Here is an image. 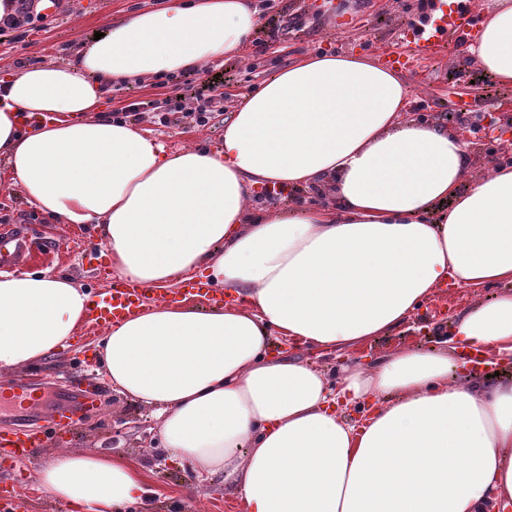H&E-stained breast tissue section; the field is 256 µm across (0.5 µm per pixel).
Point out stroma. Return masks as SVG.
<instances>
[{"label":"stroma","instance_id":"obj_1","mask_svg":"<svg viewBox=\"0 0 512 512\" xmlns=\"http://www.w3.org/2000/svg\"><path fill=\"white\" fill-rule=\"evenodd\" d=\"M169 0H60L51 13L46 30H33L21 38L0 35V71H17L19 64H67L83 42L104 31L107 25L136 11L168 4ZM263 6V20L272 21L279 37L267 54L259 75L245 71L246 56L214 63L215 72L224 76L230 97L227 112H234L239 97L281 68L317 53L319 49L339 54L364 53L379 58L386 53L416 54L413 65L400 69L401 78L412 89L411 103H424L428 114L445 117L462 104L472 109L495 110L499 102L512 100V86L499 84L492 76L476 79L472 59L462 46L452 45L434 55H417L414 44L406 42L408 16L403 0H255ZM304 11V31L291 29L292 16ZM144 129L167 148L205 146L219 148L223 124L199 130L185 122L163 127L143 121ZM29 225L36 235H46L60 244L58 254L27 262V270L49 269L74 277L93 292L108 289L110 281L102 270L109 260L102 254L94 225L84 227L58 223L29 203L12 181L0 175V225ZM503 285L484 288L448 286L423 302L397 329L377 337L352 351L310 353V361L329 377H336L342 365H370L407 344L424 348L435 346L449 332L453 316L480 303L493 301ZM96 341L76 337L36 369L38 385L46 393L64 387L69 367L95 373ZM155 421L149 408L114 390L105 391L96 406L84 413L73 431L61 432L49 448L89 449L109 457H119L142 468L149 493L133 512H245L237 493L223 479L195 481L189 466L168 458L152 428ZM39 457L23 462L0 464V479L15 483L23 492L17 512H67L48 494L28 496L36 487L35 471Z\"/></svg>","mask_w":512,"mask_h":512}]
</instances>
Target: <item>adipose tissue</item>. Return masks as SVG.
I'll use <instances>...</instances> for the list:
<instances>
[{"instance_id":"adipose-tissue-1","label":"adipose tissue","mask_w":512,"mask_h":512,"mask_svg":"<svg viewBox=\"0 0 512 512\" xmlns=\"http://www.w3.org/2000/svg\"><path fill=\"white\" fill-rule=\"evenodd\" d=\"M260 21L254 0H170L71 63L0 83V159L31 204L96 225L122 280L158 292L199 273L227 297L113 323L98 343L106 378L151 409L172 460L223 478L246 512H512V382L485 385L455 357L512 359V291L456 314L443 346L334 380L296 354L358 348L447 282H512V165L471 174L464 143L406 118L410 86L360 55L314 54L264 80L216 151L170 150L104 114L106 83L240 55ZM467 51L512 85V0H494ZM320 181L324 205H249L255 186ZM91 306L70 276L0 274V373L54 354ZM274 334L294 354L273 355ZM349 407L367 410L363 425ZM36 480L73 512H122L146 493L139 470L91 450L51 451Z\"/></svg>"}]
</instances>
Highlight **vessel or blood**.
I'll list each match as a JSON object with an SVG mask.
<instances>
[{
  "label": "vessel or blood",
  "instance_id": "1",
  "mask_svg": "<svg viewBox=\"0 0 512 512\" xmlns=\"http://www.w3.org/2000/svg\"><path fill=\"white\" fill-rule=\"evenodd\" d=\"M480 26V17L470 0H452L447 5L442 19L436 20L432 29L411 36V43L421 53L433 54L440 48L474 36ZM54 241L35 240L17 225L0 227V272L15 271L33 254L48 256L56 253ZM148 299L144 289L121 281H113L109 290L97 294L89 311L87 323L91 330L105 328L113 321L133 313L145 305ZM99 396V387L82 376H74L67 391L68 403L61 406L53 401H41L32 379L18 377L7 387H0V398L8 400L14 407L27 414H35L45 408L50 412L49 427L0 429V459L21 460L35 449L45 447L50 433L74 426L82 413L93 408Z\"/></svg>",
  "mask_w": 512,
  "mask_h": 512
}]
</instances>
